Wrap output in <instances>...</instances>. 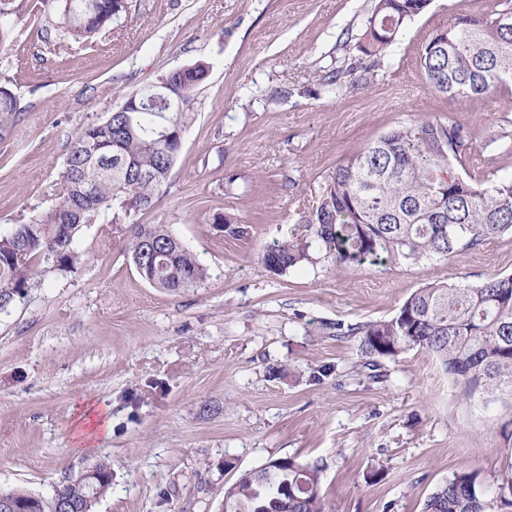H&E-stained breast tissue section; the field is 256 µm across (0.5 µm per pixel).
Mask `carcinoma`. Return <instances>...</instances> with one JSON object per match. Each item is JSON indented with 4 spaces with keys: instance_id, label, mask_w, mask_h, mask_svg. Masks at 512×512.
Returning <instances> with one entry per match:
<instances>
[{
    "instance_id": "1",
    "label": "carcinoma",
    "mask_w": 512,
    "mask_h": 512,
    "mask_svg": "<svg viewBox=\"0 0 512 512\" xmlns=\"http://www.w3.org/2000/svg\"><path fill=\"white\" fill-rule=\"evenodd\" d=\"M432 0H375L364 32V57L351 64L356 86L378 75L388 47ZM58 27L75 41L106 29L122 0H43ZM419 64L432 92L461 109H476L512 86V9L487 15L457 14L422 47ZM198 66L179 76L183 93L165 103L147 89L121 110L85 127L71 142L56 204L0 231V313L15 302L42 264L60 271L82 260L76 242L84 227L109 211L150 209L163 194L181 148L186 114L203 81ZM19 111L12 92L0 88V115ZM478 133L450 119L403 122L370 142L328 176L318 204L305 216L311 236L288 239L263 254L265 267L283 275L327 260L350 265H418L476 249L512 232V143L501 135L498 151L484 159L492 177L467 169ZM132 263L144 279L169 291L197 286L205 270L167 224H133ZM336 336L360 340L366 366L415 348L430 352L467 398L512 400V274L472 283L432 282L412 292L390 318L336 323ZM321 466L297 457L271 459L242 472L224 488V512H325ZM112 485L106 462L67 478L56 495L72 512H92ZM494 501L512 508V470L496 480ZM477 474L460 472L438 484L424 512H488ZM0 512H54L53 502L22 489L0 491Z\"/></svg>"
}]
</instances>
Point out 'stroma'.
<instances>
[{"instance_id":"obj_1","label":"stroma","mask_w":512,"mask_h":512,"mask_svg":"<svg viewBox=\"0 0 512 512\" xmlns=\"http://www.w3.org/2000/svg\"><path fill=\"white\" fill-rule=\"evenodd\" d=\"M374 0H124L109 29L74 42L39 0H0L13 32L0 86L20 110L0 134V230L55 202L69 145L129 94L205 64L183 145L154 206L81 233L84 260L43 266L0 314V490L52 499L99 461L112 487L94 512H222L224 489L272 458L323 463L326 512H423L434 487L512 470V402L464 399L423 349L361 370L359 340L331 326L393 316L435 281L512 274V233L415 266L328 262L270 273L273 243L306 238L308 209L336 166L401 122L447 118L512 133V91L462 111L419 64L432 32L495 0H434L387 50L367 89L320 80L360 54ZM288 96H279L280 88ZM246 227L230 236L215 222ZM134 224H167L204 267L170 292L136 272ZM334 366L317 382L314 370ZM381 471L379 480L364 476Z\"/></svg>"}]
</instances>
